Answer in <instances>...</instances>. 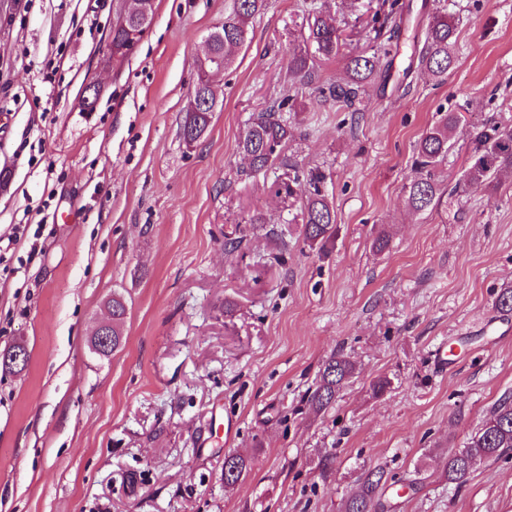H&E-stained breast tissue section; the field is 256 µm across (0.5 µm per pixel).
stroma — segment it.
Here are the masks:
<instances>
[{"label": "stroma", "mask_w": 512, "mask_h": 512, "mask_svg": "<svg viewBox=\"0 0 512 512\" xmlns=\"http://www.w3.org/2000/svg\"><path fill=\"white\" fill-rule=\"evenodd\" d=\"M405 2L386 50L371 22L383 0H268L189 149L194 62L234 0H156L114 64L106 38L126 0H0V234L49 216L25 281H0V352H29L25 370L0 369V512H339L375 468L417 481L396 512H512V448L463 484L443 476L512 398V314L495 307L512 288V175L463 181L478 132L512 122V0ZM323 4L354 51L393 60L352 110L317 92L343 80L342 61L305 87L288 75ZM444 9L460 24L438 85L418 59ZM288 95L284 152L301 176L290 196L282 168L255 172L238 151L254 113ZM442 109L463 120L438 205L416 212L415 145ZM313 173L336 210L316 248L299 220ZM70 211L74 223L55 222ZM116 292L125 344L101 357L89 341ZM337 352L356 374L315 412L309 396ZM380 378L391 385L377 397ZM217 405L231 438L211 421ZM228 452L250 463L231 488ZM212 114L213 112H208V108L200 109L198 112L186 110L181 134L187 146L197 143L205 135L211 124Z\"/></svg>", "instance_id": "stroma-1"}]
</instances>
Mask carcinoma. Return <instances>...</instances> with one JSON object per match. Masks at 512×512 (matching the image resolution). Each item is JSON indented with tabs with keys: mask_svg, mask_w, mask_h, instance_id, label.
Segmentation results:
<instances>
[{
	"mask_svg": "<svg viewBox=\"0 0 512 512\" xmlns=\"http://www.w3.org/2000/svg\"><path fill=\"white\" fill-rule=\"evenodd\" d=\"M267 0H236L229 14L224 16L221 28L224 40L213 44L214 55L224 60V68H230L245 46L250 33L251 20L261 13ZM305 49L294 53L289 71L295 78L304 79L319 61H331L342 57L345 62L344 82L328 88L329 97L339 110L351 107L358 99L362 85L378 76V61L374 56L360 52H344L346 39L337 18L330 13H318L308 21ZM457 24L443 11L434 15L428 23L420 64L438 84L448 79V70L455 63L454 46ZM288 101L270 106L255 114L239 141L240 150L251 160L254 171H261L275 163L288 166V158L281 155L288 142V119L282 112ZM212 113L204 108L198 112H186L181 126L182 138L187 146L198 142L207 132ZM459 124L454 112L445 113L434 125L422 133L416 143L414 161L415 176L408 186V204L416 211H426L435 205L438 183L435 169L448 154V141ZM512 173V124L494 123L485 126L478 135L465 181L471 186H486L498 175ZM321 176L309 177L311 191L305 196L301 209L303 237L311 245L329 239L335 231L336 213L333 205L322 193ZM112 351L123 342L127 318V306L122 295L112 294ZM354 372L353 363L341 354H333L320 370L319 381L311 394V404L322 411L336 401L342 383ZM512 448V401L503 400L472 435L465 446L448 458L443 474L451 483H461L481 461L501 455ZM389 489L388 476L377 469L366 476L357 493L341 504L340 512H384L382 497Z\"/></svg>",
	"mask_w": 512,
	"mask_h": 512,
	"instance_id": "obj_1",
	"label": "carcinoma"
}]
</instances>
